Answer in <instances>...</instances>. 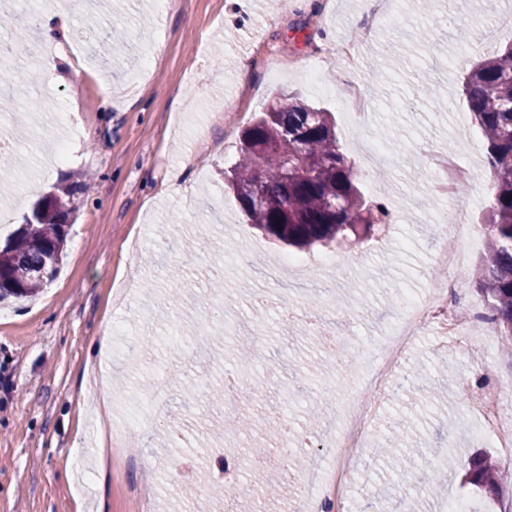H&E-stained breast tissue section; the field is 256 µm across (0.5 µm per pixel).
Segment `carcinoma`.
I'll return each mask as SVG.
<instances>
[{"label": "carcinoma", "instance_id": "obj_1", "mask_svg": "<svg viewBox=\"0 0 512 512\" xmlns=\"http://www.w3.org/2000/svg\"><path fill=\"white\" fill-rule=\"evenodd\" d=\"M464 92L496 177L483 228L486 251L474 277L512 351V45L475 63ZM287 161L294 165L285 167ZM224 178L252 224L298 249L369 237L374 215L387 216L386 207L369 204L356 185L331 114L300 102L259 113ZM67 196L62 189L54 193L27 230L0 250V280L11 284L0 287V299L27 297L56 276L65 241L49 235L71 220ZM467 477L484 493L498 494L492 460L474 457Z\"/></svg>", "mask_w": 512, "mask_h": 512}]
</instances>
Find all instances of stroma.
I'll return each mask as SVG.
<instances>
[{"label": "stroma", "mask_w": 512, "mask_h": 512, "mask_svg": "<svg viewBox=\"0 0 512 512\" xmlns=\"http://www.w3.org/2000/svg\"><path fill=\"white\" fill-rule=\"evenodd\" d=\"M375 0H82L73 14L58 81L28 76L25 54L9 63L21 90L0 107V129L21 133L8 157L19 162L13 184L0 187V207L32 205L28 186L63 188L74 208L55 279L34 300L0 301V512H194L210 482L242 487L239 512H298V493L267 496L251 470L256 448L274 450L263 429L277 421L288 436L338 432V407L360 389L361 364L333 367V339L350 350L384 335L402 297L422 295L436 275L438 245L425 221L431 179L419 153L426 141L466 144L478 170L460 188L476 235L458 273L468 302H482L472 272L483 256L482 233L493 173L478 126L456 123L467 112L465 77L478 60L512 43V0H387L388 22L359 45L362 80H376L369 123L352 126L340 98L352 75L337 56ZM126 34L119 50L103 35ZM329 56L321 83L296 63L317 48ZM247 60L249 80L238 64ZM56 102L34 111L44 93ZM300 98L331 112L339 146L367 198L398 216L389 235L373 234L348 248L349 259L326 275L307 268L264 277L274 260L309 259L320 248H288L253 227L224 172L237 156L241 132L275 98ZM71 112L77 127L58 123ZM66 143L64 161L41 162V144ZM194 259L183 263L185 247ZM322 319L321 332L303 319ZM255 327L259 357L232 333L215 340L210 322ZM120 327L97 350L104 325ZM452 375H445V368ZM109 381L113 420L144 409L150 426L128 447L101 457V425L92 398L94 374ZM247 390L232 412L207 392L226 374ZM167 383L164 393L155 381ZM512 387V360L502 342L474 343L456 353L435 331L419 336L380 402L369 445L354 454L349 492L358 512H406L401 478L379 449L389 430L409 421L407 446L429 456L454 453V474L424 471L417 512H439L450 494L475 512L512 504V479L486 497L466 479L475 453L493 451L477 436L468 392L479 384ZM435 389L433 411L411 409L410 395ZM187 460V488L168 482L172 462Z\"/></svg>", "instance_id": "35a3bbf8"}]
</instances>
